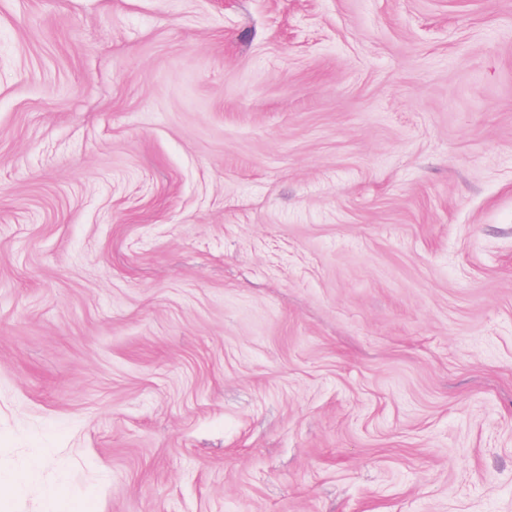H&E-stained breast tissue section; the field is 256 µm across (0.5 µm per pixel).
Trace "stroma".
Here are the masks:
<instances>
[{
    "label": "stroma",
    "instance_id": "35a3bbf8",
    "mask_svg": "<svg viewBox=\"0 0 512 512\" xmlns=\"http://www.w3.org/2000/svg\"><path fill=\"white\" fill-rule=\"evenodd\" d=\"M0 512H512V0H0ZM49 453L48 449L36 448L31 456L28 466L25 471L0 473V488L2 487L10 494H19L27 480L28 476L38 469L43 458Z\"/></svg>",
    "mask_w": 512,
    "mask_h": 512
}]
</instances>
